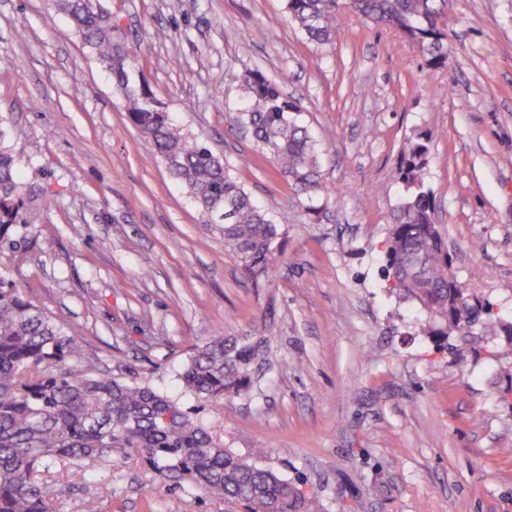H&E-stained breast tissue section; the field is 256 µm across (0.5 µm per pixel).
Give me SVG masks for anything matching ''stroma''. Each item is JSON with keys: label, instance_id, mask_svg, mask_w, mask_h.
<instances>
[{"label": "stroma", "instance_id": "obj_1", "mask_svg": "<svg viewBox=\"0 0 512 512\" xmlns=\"http://www.w3.org/2000/svg\"><path fill=\"white\" fill-rule=\"evenodd\" d=\"M144 82L184 131L232 165L288 232L258 290L224 238L127 119L126 101L49 0H0V124L35 193L0 277L64 324L97 369L177 398L225 448L259 457L321 512H512V343L440 340L382 273L410 140L453 272L512 315V0H450L448 58L431 68L397 30L350 13L308 41L284 0H103ZM257 70L301 106L327 193L302 206L228 128ZM276 308L272 361L250 397L203 401L177 374L199 346ZM53 512H232L155 487L139 460L53 467Z\"/></svg>", "mask_w": 512, "mask_h": 512}]
</instances>
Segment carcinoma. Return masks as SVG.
Segmentation results:
<instances>
[{
  "instance_id": "carcinoma-1",
  "label": "carcinoma",
  "mask_w": 512,
  "mask_h": 512,
  "mask_svg": "<svg viewBox=\"0 0 512 512\" xmlns=\"http://www.w3.org/2000/svg\"><path fill=\"white\" fill-rule=\"evenodd\" d=\"M289 21L309 40L329 43L336 15L349 9L398 30L422 46L426 62L448 58V0H285ZM75 33L112 72L128 103L130 121L152 144L172 181L206 216L224 215V253L257 288H267L284 255L287 231L256 204L229 166L203 142L183 132L149 91L131 85L136 57L100 0H53ZM232 130H244L269 155L277 177L297 197L313 201L323 189L321 148L297 115L300 105L258 71L240 80ZM0 125V245L18 248L14 224L31 189L20 178ZM428 146L414 143L396 171L406 195L390 213L386 277L396 294L413 299L437 327L431 336L471 335L476 320L504 332L512 320L490 302L470 307L452 288V261L435 225V203L425 189ZM267 329L220 335L190 357L179 374L184 391L204 401L226 394L248 397L251 373L268 362ZM136 456L163 486H188L244 512H320L295 485L240 457L182 409L147 385L96 373L89 355L64 325L47 316L8 281L0 280V512H51V489L39 478L60 462L83 468L112 455Z\"/></svg>"
}]
</instances>
